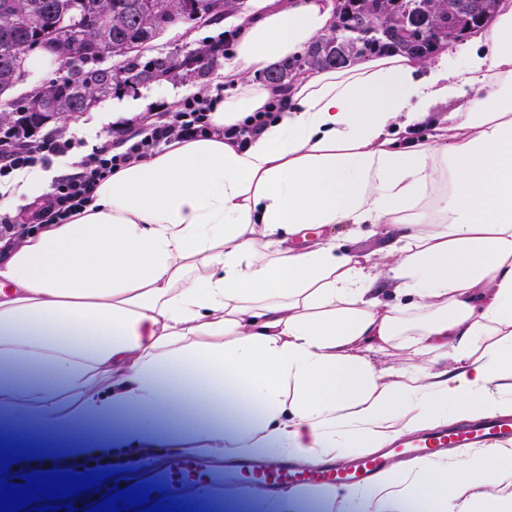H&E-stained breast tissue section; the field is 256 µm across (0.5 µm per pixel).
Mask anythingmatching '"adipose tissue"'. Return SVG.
<instances>
[{
    "label": "adipose tissue",
    "mask_w": 512,
    "mask_h": 512,
    "mask_svg": "<svg viewBox=\"0 0 512 512\" xmlns=\"http://www.w3.org/2000/svg\"><path fill=\"white\" fill-rule=\"evenodd\" d=\"M335 21L331 0H253L231 21L232 87L211 118L237 125L276 96L281 118L243 147L172 141L0 250V434L58 440L69 464L170 449L311 467L512 415V0L430 60L259 81ZM423 122L425 141L407 137ZM49 179L16 174L0 205L36 201ZM342 224L384 247L351 255L317 235ZM233 497L252 512H512V443Z\"/></svg>",
    "instance_id": "obj_1"
}]
</instances>
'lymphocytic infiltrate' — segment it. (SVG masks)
Listing matches in <instances>:
<instances>
[{
  "mask_svg": "<svg viewBox=\"0 0 512 512\" xmlns=\"http://www.w3.org/2000/svg\"><path fill=\"white\" fill-rule=\"evenodd\" d=\"M216 101V96L202 89L182 99L176 111L137 116L119 129L117 137L102 140L84 152L75 163V173L56 178L36 211L23 218L0 212V240L14 241L47 220L67 221L91 201L96 187L113 169L146 158L163 144L216 137L242 146L263 125L278 118L283 108L280 99H272L265 110L253 113L241 124L224 128L214 125L210 118ZM32 136V131L22 127L0 129V182L19 170L48 167L53 159L70 155L76 147L69 139L45 136L36 142Z\"/></svg>",
  "mask_w": 512,
  "mask_h": 512,
  "instance_id": "f902f5d3",
  "label": "lymphocytic infiltrate"
}]
</instances>
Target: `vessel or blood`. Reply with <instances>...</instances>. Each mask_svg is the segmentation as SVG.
<instances>
[{"instance_id":"b4317fda","label":"vessel or blood","mask_w":512,"mask_h":512,"mask_svg":"<svg viewBox=\"0 0 512 512\" xmlns=\"http://www.w3.org/2000/svg\"><path fill=\"white\" fill-rule=\"evenodd\" d=\"M512 440V418L489 416L479 421L451 425L421 435L416 439L399 438L398 447L411 449L414 455L425 457L452 448H488ZM385 456L364 455L346 464H326L309 472L293 469L288 462L275 464L241 462L236 467L240 482L260 487H277L284 484L341 485L365 483L382 470ZM199 473L193 457H185L178 472L161 475L157 483L166 491H174L186 482L197 480Z\"/></svg>"}]
</instances>
